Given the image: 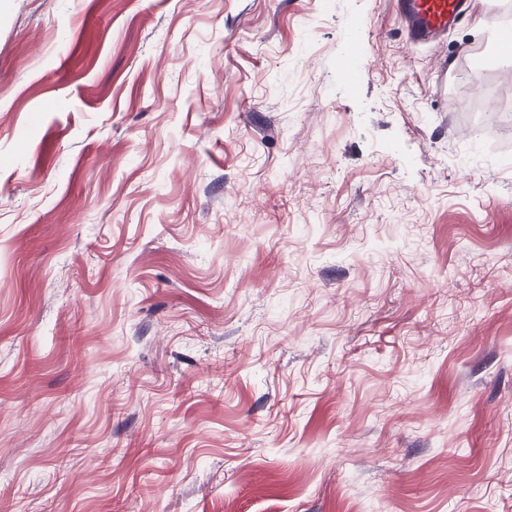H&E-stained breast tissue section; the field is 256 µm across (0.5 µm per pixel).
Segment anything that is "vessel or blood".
<instances>
[{"label": "vessel or blood", "instance_id": "b4317fda", "mask_svg": "<svg viewBox=\"0 0 512 512\" xmlns=\"http://www.w3.org/2000/svg\"><path fill=\"white\" fill-rule=\"evenodd\" d=\"M401 29L416 43L436 40L466 17L465 0H395Z\"/></svg>", "mask_w": 512, "mask_h": 512}]
</instances>
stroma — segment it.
<instances>
[{
	"instance_id": "stroma-1",
	"label": "stroma",
	"mask_w": 512,
	"mask_h": 512,
	"mask_svg": "<svg viewBox=\"0 0 512 512\" xmlns=\"http://www.w3.org/2000/svg\"><path fill=\"white\" fill-rule=\"evenodd\" d=\"M0 0V512H512V0ZM401 30L412 42L436 40L466 17L464 0H396Z\"/></svg>"
}]
</instances>
